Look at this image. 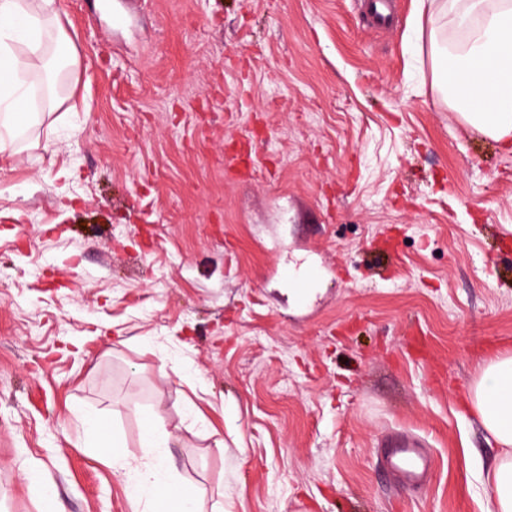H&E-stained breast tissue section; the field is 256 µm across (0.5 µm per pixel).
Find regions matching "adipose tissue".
Returning a JSON list of instances; mask_svg holds the SVG:
<instances>
[{
  "label": "adipose tissue",
  "instance_id": "1",
  "mask_svg": "<svg viewBox=\"0 0 512 512\" xmlns=\"http://www.w3.org/2000/svg\"><path fill=\"white\" fill-rule=\"evenodd\" d=\"M430 12L454 14L468 27L467 38L452 49L434 48L433 65L460 107L463 119L502 147L512 146V0H428ZM56 0H0V152L13 149L24 127L18 114L34 115L26 83L29 56H42L47 41L63 43L51 32ZM24 44L27 55L15 53ZM470 407L502 450L489 477L486 512H512V354L489 359L470 395ZM169 442L155 415L144 419L137 455H115L114 464L131 481V496L154 506L170 497L175 512H200L201 488L168 477L160 453Z\"/></svg>",
  "mask_w": 512,
  "mask_h": 512
}]
</instances>
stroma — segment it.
<instances>
[{"instance_id":"obj_1","label":"stroma","mask_w":512,"mask_h":512,"mask_svg":"<svg viewBox=\"0 0 512 512\" xmlns=\"http://www.w3.org/2000/svg\"><path fill=\"white\" fill-rule=\"evenodd\" d=\"M391 5L57 0L75 64L34 69L52 100L0 153V512L45 485L143 512L112 455L145 410L203 512H484L501 450L468 396L512 353V151L436 82L430 29L465 28ZM395 434L424 489L383 471ZM384 448V469L387 473L394 474L403 486L423 484L433 469L431 453L414 436H393L388 439Z\"/></svg>"}]
</instances>
